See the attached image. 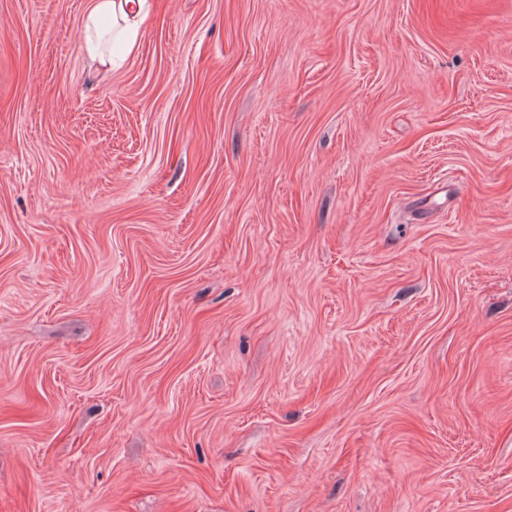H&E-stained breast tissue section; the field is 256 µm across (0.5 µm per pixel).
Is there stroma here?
<instances>
[{
	"label": "stroma",
	"instance_id": "1",
	"mask_svg": "<svg viewBox=\"0 0 512 512\" xmlns=\"http://www.w3.org/2000/svg\"><path fill=\"white\" fill-rule=\"evenodd\" d=\"M0 0V512H512V0ZM147 0H88L83 22L82 48L100 66V71H112L121 60L112 51L115 42L122 55L132 53L142 26L148 20ZM107 22L108 27L102 28ZM107 36V38H105Z\"/></svg>",
	"mask_w": 512,
	"mask_h": 512
}]
</instances>
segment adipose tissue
<instances>
[{
    "label": "adipose tissue",
    "instance_id": "adipose-tissue-1",
    "mask_svg": "<svg viewBox=\"0 0 512 512\" xmlns=\"http://www.w3.org/2000/svg\"><path fill=\"white\" fill-rule=\"evenodd\" d=\"M146 0H88L83 22L82 48L96 60L102 72L112 71L120 55L113 45H120L123 54L136 47L142 26L148 20Z\"/></svg>",
    "mask_w": 512,
    "mask_h": 512
}]
</instances>
